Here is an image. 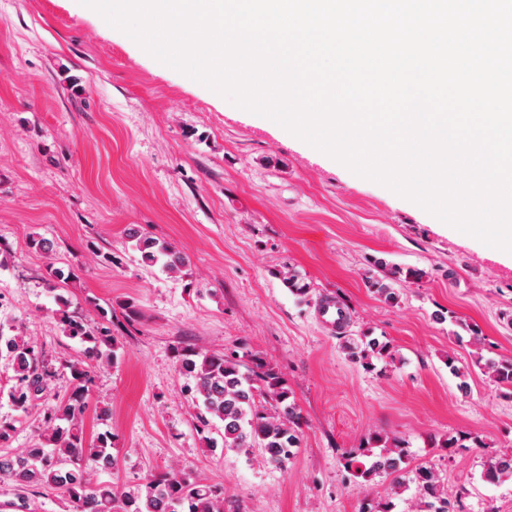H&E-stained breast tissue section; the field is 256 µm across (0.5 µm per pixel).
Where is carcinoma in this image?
Returning a JSON list of instances; mask_svg holds the SVG:
<instances>
[{"instance_id":"1","label":"carcinoma","mask_w":512,"mask_h":512,"mask_svg":"<svg viewBox=\"0 0 512 512\" xmlns=\"http://www.w3.org/2000/svg\"><path fill=\"white\" fill-rule=\"evenodd\" d=\"M130 239L140 253L141 262L177 272L187 258L170 243L152 236L134 233ZM384 301L393 304L398 295L381 279L368 278ZM59 323L65 337L83 347V358L68 362L70 390L66 398L43 409V433L33 447L20 456L0 454V480L8 479L17 487L54 484L68 497L73 512H224V489L207 484L189 473L162 470L139 488L131 491L112 484L92 483L89 471L110 469L116 459L112 454L114 434L100 433L86 442L82 414L95 381V370L116 361L111 349L107 311L100 310L99 322H91L65 309L61 301ZM349 359L363 370H375L374 361L392 359L393 346L370 335L349 337L344 342ZM13 367V384L7 396L15 408L25 411L45 392L47 382L56 373L55 366L37 356L36 349L23 337L6 335L0 327V355ZM179 375L188 380L189 399L199 409L195 429L207 446L222 444L246 453L259 451L274 466L283 467L299 447L302 416L282 375L262 358L253 356L247 365L218 350L191 346L175 348ZM477 367L490 375L498 388L512 393V359H477ZM481 448L483 440L470 433L433 441L442 448H463L465 442ZM409 443L397 435L372 434L350 452L348 469L357 483L369 487L382 475L393 477V484H405V474H412L416 484L419 512H456L455 504L441 489L434 472L426 466L410 471L405 464ZM512 475L505 458L486 461L483 478L497 483Z\"/></svg>"}]
</instances>
